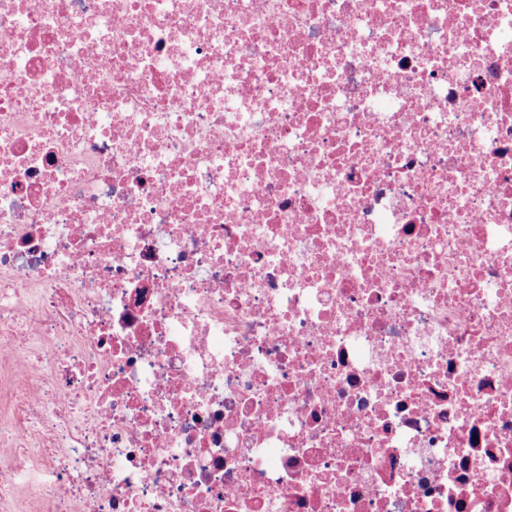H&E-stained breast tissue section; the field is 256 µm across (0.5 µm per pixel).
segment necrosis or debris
<instances>
[{"instance_id":"obj_1","label":"necrosis or debris","mask_w":512,"mask_h":512,"mask_svg":"<svg viewBox=\"0 0 512 512\" xmlns=\"http://www.w3.org/2000/svg\"><path fill=\"white\" fill-rule=\"evenodd\" d=\"M0 512H512V0H0Z\"/></svg>"}]
</instances>
